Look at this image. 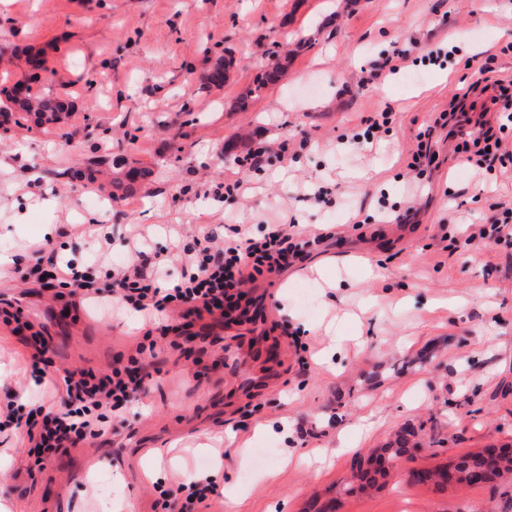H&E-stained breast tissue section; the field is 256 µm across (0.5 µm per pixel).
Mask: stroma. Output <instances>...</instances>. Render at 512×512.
Instances as JSON below:
<instances>
[{"instance_id":"35a3bbf8","label":"stroma","mask_w":512,"mask_h":512,"mask_svg":"<svg viewBox=\"0 0 512 512\" xmlns=\"http://www.w3.org/2000/svg\"><path fill=\"white\" fill-rule=\"evenodd\" d=\"M441 44L455 48L444 66L424 62ZM396 47L411 63L387 83L371 76ZM225 54L234 66L224 85L201 88L199 73ZM490 57L497 77H512V0H0V99L26 80L72 105L60 129L0 116V154L11 159L0 169V252L22 260L47 240L96 271L129 262L122 240L139 225L153 250L171 247L170 224L219 238L283 215L343 229L288 272L261 277L246 313L181 319L165 336L142 315L73 307L67 291L7 269L0 299L19 302L25 324L12 331L0 313L1 401L22 389L59 405L51 381L32 382L35 342L60 370L107 373L134 356L150 379L108 442L60 449L43 467H31L15 427L0 430V512H162L158 487L201 474L242 494L206 512H303L357 454L406 426L419 428L420 450L341 512H492L490 487L440 493L407 474L512 446V242L448 246L487 223L491 202L512 201V177L464 161L443 129L418 223H351L381 201L405 205L418 133ZM277 61L285 76L258 86ZM242 97L246 108L233 109ZM378 112L392 122L377 145L340 142ZM281 141L293 161L243 172L244 200L218 210L209 191L235 159ZM116 155L151 175L113 201L77 172L92 160L111 171ZM320 186L332 187L329 203L310 199ZM63 224L110 225L111 252L59 237ZM301 284L312 287L307 309ZM148 335L154 348L141 350Z\"/></svg>"}]
</instances>
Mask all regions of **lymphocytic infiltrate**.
Listing matches in <instances>:
<instances>
[{
    "mask_svg": "<svg viewBox=\"0 0 512 512\" xmlns=\"http://www.w3.org/2000/svg\"><path fill=\"white\" fill-rule=\"evenodd\" d=\"M463 136L475 148L476 163L496 161L501 172L512 171L511 138L495 135L493 126L487 124L464 131ZM272 157L287 163V143H280L274 153L260 147L239 157L236 166L240 175L225 178L218 202L229 204L243 198L242 171L260 170ZM335 235L332 228L296 232L287 223L262 225L255 235L249 225L235 224L221 240L206 231L192 237L179 236L177 244L167 250L133 244L130 263L101 277L79 270L49 244L32 243L27 247L29 264L22 278L42 288L70 289L83 300L104 299L135 313L160 314L165 322L158 330L164 334L174 319L233 307L246 284L303 260ZM174 264L182 268L180 277L161 283L160 272ZM146 378V373L127 366L113 367L103 376L68 370L62 377V410L47 409L44 401L34 400L23 416L10 400L0 407V417L6 424L21 426L24 439L43 458L54 449L103 437L107 419L120 415L145 394ZM159 496L165 512H198L200 506L222 498L223 493L214 480L204 477L191 482L187 490L171 487L161 490Z\"/></svg>",
    "mask_w": 512,
    "mask_h": 512,
    "instance_id": "obj_1",
    "label": "lymphocytic infiltrate"
}]
</instances>
